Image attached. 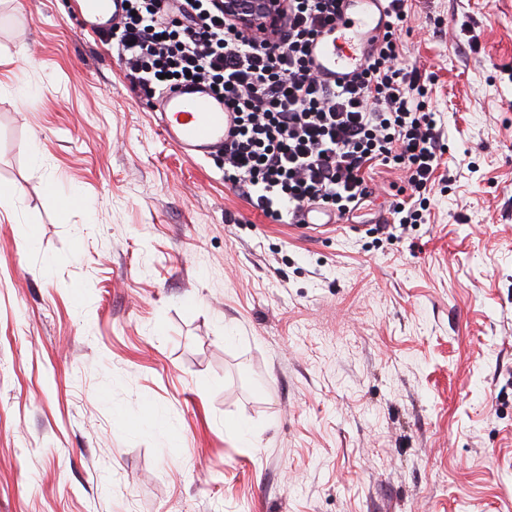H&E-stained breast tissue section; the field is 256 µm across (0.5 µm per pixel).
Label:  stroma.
Instances as JSON below:
<instances>
[{"instance_id": "obj_1", "label": "stroma", "mask_w": 512, "mask_h": 512, "mask_svg": "<svg viewBox=\"0 0 512 512\" xmlns=\"http://www.w3.org/2000/svg\"><path fill=\"white\" fill-rule=\"evenodd\" d=\"M406 11L430 219L382 231L377 165L312 231L170 145L74 0H0V512H512V0Z\"/></svg>"}]
</instances>
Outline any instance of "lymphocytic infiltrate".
I'll return each instance as SVG.
<instances>
[{
  "mask_svg": "<svg viewBox=\"0 0 512 512\" xmlns=\"http://www.w3.org/2000/svg\"><path fill=\"white\" fill-rule=\"evenodd\" d=\"M405 2L391 0L384 39L344 85L322 80L311 58L342 0H288L277 26L250 33L218 0H123L111 37L147 99L173 86L214 87L237 119L220 152L224 178L263 216L293 222L317 204L348 217L370 194L365 168L378 163L406 174L394 223L422 224L442 146L423 75L399 60Z\"/></svg>",
  "mask_w": 512,
  "mask_h": 512,
  "instance_id": "obj_1",
  "label": "lymphocytic infiltrate"
}]
</instances>
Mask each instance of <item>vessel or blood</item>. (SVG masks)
<instances>
[{"mask_svg": "<svg viewBox=\"0 0 512 512\" xmlns=\"http://www.w3.org/2000/svg\"><path fill=\"white\" fill-rule=\"evenodd\" d=\"M89 16L90 31L110 26L120 0H75ZM385 0H346L335 31L312 48L313 64L328 80H342L364 63L368 44L388 21ZM164 138L184 156L201 158L220 150L234 128L233 114L206 89L180 88L162 92L154 102Z\"/></svg>", "mask_w": 512, "mask_h": 512, "instance_id": "obj_1", "label": "vessel or blood"}]
</instances>
